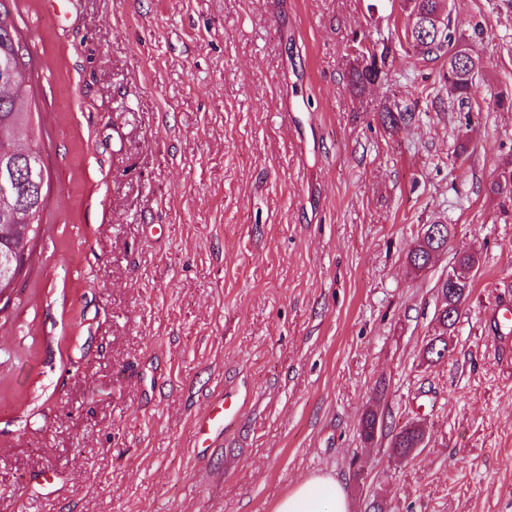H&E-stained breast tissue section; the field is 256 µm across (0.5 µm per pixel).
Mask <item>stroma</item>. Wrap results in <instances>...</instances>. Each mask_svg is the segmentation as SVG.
Here are the masks:
<instances>
[{
	"mask_svg": "<svg viewBox=\"0 0 512 512\" xmlns=\"http://www.w3.org/2000/svg\"><path fill=\"white\" fill-rule=\"evenodd\" d=\"M32 58L51 173L0 311V512H273L331 474L350 512H512V0H451L484 61L401 46L402 0H0ZM384 77L355 93L360 47ZM294 104L291 117L281 99ZM409 104V125H382ZM478 276L443 363L423 347L454 262ZM232 392L224 429L197 421ZM388 432L359 436L367 409ZM420 424L399 459L389 434ZM436 233L433 235H422L420 233L419 239L412 250L408 253V263L414 269H424L432 259V252L448 250L452 247L454 236L452 229L445 224H430L428 230Z\"/></svg>",
	"mask_w": 512,
	"mask_h": 512,
	"instance_id": "35a3bbf8",
	"label": "stroma"
}]
</instances>
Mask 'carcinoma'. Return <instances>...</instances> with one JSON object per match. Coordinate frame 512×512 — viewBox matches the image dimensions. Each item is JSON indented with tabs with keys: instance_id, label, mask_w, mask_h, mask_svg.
I'll list each match as a JSON object with an SVG mask.
<instances>
[{
	"instance_id": "cac0c4a2",
	"label": "carcinoma",
	"mask_w": 512,
	"mask_h": 512,
	"mask_svg": "<svg viewBox=\"0 0 512 512\" xmlns=\"http://www.w3.org/2000/svg\"><path fill=\"white\" fill-rule=\"evenodd\" d=\"M408 11L405 29L416 32V36L408 44L426 55L448 56V72L444 75L445 83L455 95L459 106L471 104V96L475 78L484 66L483 58L473 50L466 62L456 59V23L452 12L442 9V0H404ZM22 45L17 25H11L9 32L0 31V89L9 85L11 94L0 96V126L22 122L26 125L32 122V112L28 103V83L30 74L23 63ZM384 76L382 66L378 65L376 55L370 60L358 64L352 70V82L357 90L377 82ZM414 118L411 109H393L387 107L382 111L383 122L395 128L407 124ZM38 166L42 170V178L38 184L22 182L11 183L7 194L0 193V250L11 252L14 263L13 273L20 272L22 266L31 256L30 243L36 238L41 227L42 214L46 206L49 190V172L45 158L38 143L30 142L26 154L14 155L0 146V172L7 176L15 172L16 177H22V172L28 166ZM489 191L497 196L512 201V167H505L490 183ZM429 229L432 235H421L415 246L408 253V263L415 269L427 267L435 251H444L452 246L454 236L452 229L446 224H432ZM478 266L477 258L462 247L455 248V262L450 273L457 278L460 288H455L448 278H442L438 283V294L446 301L453 297L455 307L453 317H448V311L437 314L438 333L434 334L425 344L423 358L430 363H440L448 356V336L454 331L461 315V309L470 296L473 278L468 273ZM378 414L372 410L365 412L360 419L359 428L363 441L371 443L378 434L376 424ZM424 440L421 428L404 425L391 436L390 445L398 453L406 454L409 449L417 447Z\"/></svg>"
}]
</instances>
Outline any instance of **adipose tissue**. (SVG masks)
I'll return each mask as SVG.
<instances>
[{"instance_id":"obj_1","label":"adipose tissue","mask_w":512,"mask_h":512,"mask_svg":"<svg viewBox=\"0 0 512 512\" xmlns=\"http://www.w3.org/2000/svg\"><path fill=\"white\" fill-rule=\"evenodd\" d=\"M274 512H349V503L340 482L320 475L296 485L276 503Z\"/></svg>"}]
</instances>
